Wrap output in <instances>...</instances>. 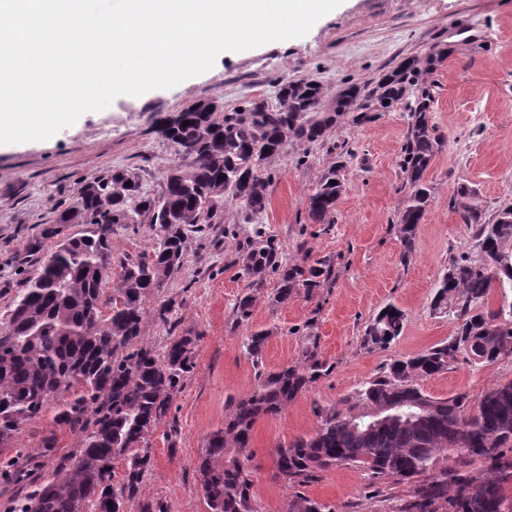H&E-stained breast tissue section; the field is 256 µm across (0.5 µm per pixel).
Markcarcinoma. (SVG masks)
Masks as SVG:
<instances>
[{
    "label": "carcinoma",
    "mask_w": 512,
    "mask_h": 512,
    "mask_svg": "<svg viewBox=\"0 0 512 512\" xmlns=\"http://www.w3.org/2000/svg\"><path fill=\"white\" fill-rule=\"evenodd\" d=\"M441 62L427 53L404 59L384 75L360 104L355 84L325 103L321 85L283 82L285 105L248 107L217 116L199 101L166 122L164 137L182 162L168 168L157 195L140 179L114 169L85 184L76 202L56 214L42 237L27 244L33 270L0 318V447L10 448L24 428L58 401L53 420L72 436V450L58 455L51 431L32 448H17L0 463V483L22 492L0 505L3 512H169L146 497L152 468L149 434L165 419L186 374L194 368L199 337L186 333L158 351L142 336L147 317L167 326L173 302L160 298L180 271L188 234L217 223L224 200L242 203L243 221L266 211L267 168L288 148L322 141L349 112H389L406 99L422 76ZM431 96L421 92L410 107L401 167L409 193L396 229L402 258L413 252L418 224L431 202L426 174L445 145L430 123ZM189 125H183V122ZM345 164L327 168L305 196L308 221L333 222L345 190ZM450 204L472 231L466 251L452 255L430 308L448 317L452 332L443 341L384 364L338 405L314 407L317 427L276 448L277 477L295 489L287 512H332L299 488L333 466L360 467L377 480L413 484L398 512H512L505 486L512 484V380L495 383L478 398L466 392L432 397L421 383L463 360L482 368L512 359V206L486 219L476 189L460 184ZM68 224L83 230L50 246ZM152 224L159 234L147 252L129 256L112 279V225ZM237 264L248 288L236 300L234 322L248 323L267 278L276 277L272 304L308 297L331 282L326 261L314 265L284 260L272 237L238 246ZM407 316L393 303L365 326L359 347L385 350L401 335ZM265 330L243 343L257 368L252 391L224 407V427L206 436L196 471L207 512H259L253 493L254 455L249 451L257 422L277 416L302 393L329 375L332 364L308 340L301 361L265 370ZM68 399H60L63 394ZM382 411L394 417L376 421ZM457 452L454 465L440 456ZM125 461L115 480L114 462ZM52 470L46 472V463ZM483 463L477 469L474 464Z\"/></svg>",
    "instance_id": "carcinoma-1"
}]
</instances>
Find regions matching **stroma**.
Masks as SVG:
<instances>
[{"label": "stroma", "mask_w": 512, "mask_h": 512, "mask_svg": "<svg viewBox=\"0 0 512 512\" xmlns=\"http://www.w3.org/2000/svg\"><path fill=\"white\" fill-rule=\"evenodd\" d=\"M429 51L445 54L424 82L433 98L431 120L446 143L427 173L434 198L409 262L401 260L393 229L408 191L401 168L408 132L403 103L371 121L344 116L325 141L289 146L271 166L269 205L259 223H243L241 203L228 200L217 223L190 236L179 273L162 290L175 303L174 331L150 319L143 328L145 339L159 348L188 328L200 337L194 369L150 435L153 466L145 492L167 502L170 512H205L197 457L205 437L223 427L228 399L257 383L242 351L251 331L270 333L267 368L300 361L304 327L336 364L281 415L256 424L251 450L260 512H286L294 491L276 476L275 448L313 433L314 405L338 402L390 359L448 337L451 325L434 315L429 302L449 255L465 251L471 237L450 199L464 182L478 191L487 215L512 204V0H343L304 37L219 55L204 74L138 97L118 96L50 139L0 144L1 315L23 285L28 242L75 203L84 184L120 168L135 173L150 192L160 191L165 171L180 160L161 134L167 115L197 101L226 112L251 101L272 107L278 83L304 79L320 83L329 101L349 84L368 94L403 59ZM341 158L346 189L334 221L309 223L304 197ZM156 234L150 224L113 225V275H120L125 256L147 251ZM259 235L274 238L290 260H331L333 283L281 305L261 300L250 322L237 327L232 307L247 282L235 262L236 248ZM389 303L407 314L402 334L387 349H360L366 323ZM511 379L512 359H505L478 371L460 363L422 386L435 397L465 391L475 398ZM304 492L334 512H392L412 487L376 483L362 469L340 466L321 472Z\"/></svg>", "instance_id": "obj_1"}]
</instances>
